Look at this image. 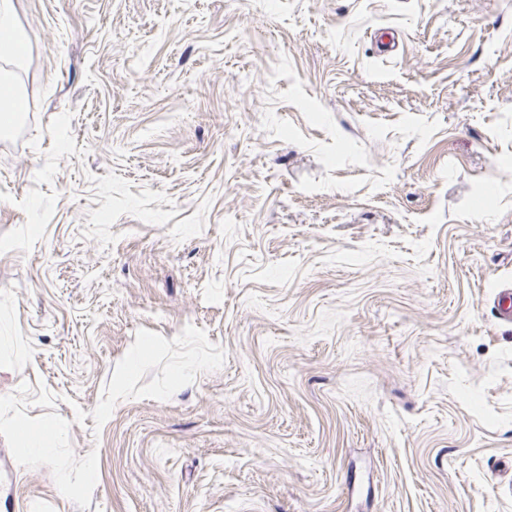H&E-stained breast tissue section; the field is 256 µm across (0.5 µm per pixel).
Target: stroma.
<instances>
[{
    "mask_svg": "<svg viewBox=\"0 0 512 512\" xmlns=\"http://www.w3.org/2000/svg\"><path fill=\"white\" fill-rule=\"evenodd\" d=\"M14 4L0 512H512V0Z\"/></svg>",
    "mask_w": 512,
    "mask_h": 512,
    "instance_id": "obj_1",
    "label": "stroma"
}]
</instances>
